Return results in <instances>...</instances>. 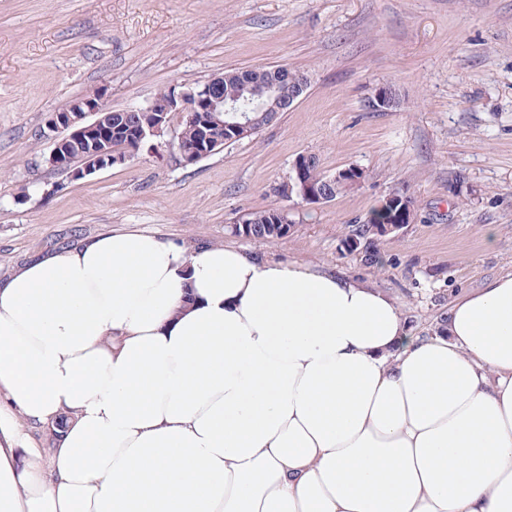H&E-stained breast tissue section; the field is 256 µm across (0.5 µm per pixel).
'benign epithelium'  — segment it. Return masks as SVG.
<instances>
[{"instance_id": "benign-epithelium-1", "label": "benign epithelium", "mask_w": 512, "mask_h": 512, "mask_svg": "<svg viewBox=\"0 0 512 512\" xmlns=\"http://www.w3.org/2000/svg\"><path fill=\"white\" fill-rule=\"evenodd\" d=\"M292 77V70L287 67L275 68L267 78L264 87L266 99L258 108L260 112H282L286 107L294 106L305 93L308 87V77L303 76L293 82V91L288 98H283L280 93L281 86ZM224 86V76H217L210 79L198 90L169 91L165 111L178 113L182 120L196 123L202 128H208L219 123V116L226 112L235 113L236 122L234 128L242 134H248L254 124L248 114L240 112L236 99L225 98L220 95L219 90ZM396 104V96L392 88L381 86L376 89L370 106L379 110H389ZM95 116L92 123L85 122L87 115ZM112 115L110 109L101 99V96L83 98L68 109L55 112L49 119V127H59L69 131L72 135L81 137L96 130L107 123ZM67 138L63 137L56 141L51 151L48 163L51 167L66 171L73 178H82L97 170L110 167L115 164H122L136 154L134 148L130 147L125 153L112 155V146L105 145L99 140L91 142V146L85 156L76 162H66L68 147ZM311 157L302 156L294 164L293 175L288 179L286 194L288 197H297L305 205L312 208L331 202L335 199L334 187L338 184H346L358 187L364 180V174L357 168H347L336 172L335 175L327 177L323 183L314 184L304 177L305 169L310 166Z\"/></svg>"}]
</instances>
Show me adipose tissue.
<instances>
[{
	"instance_id": "adipose-tissue-1",
	"label": "adipose tissue",
	"mask_w": 512,
	"mask_h": 512,
	"mask_svg": "<svg viewBox=\"0 0 512 512\" xmlns=\"http://www.w3.org/2000/svg\"><path fill=\"white\" fill-rule=\"evenodd\" d=\"M62 422L50 458L25 425ZM0 512H512V274L394 297L113 232L0 280Z\"/></svg>"
}]
</instances>
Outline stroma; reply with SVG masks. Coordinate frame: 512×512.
<instances>
[{
	"label": "stroma",
	"mask_w": 512,
	"mask_h": 512,
	"mask_svg": "<svg viewBox=\"0 0 512 512\" xmlns=\"http://www.w3.org/2000/svg\"><path fill=\"white\" fill-rule=\"evenodd\" d=\"M275 65L308 76L301 100L196 164L181 162L176 115L125 163L81 179L48 163V118L79 98L125 110ZM382 85L398 98L388 112L368 106ZM304 155L365 179L308 207L280 192ZM392 193L416 214L371 263L344 240ZM276 208L294 217L288 237L235 233ZM130 230L346 271L435 335L455 296L512 273V0H0V276Z\"/></svg>",
	"instance_id": "35a3bbf8"
}]
</instances>
